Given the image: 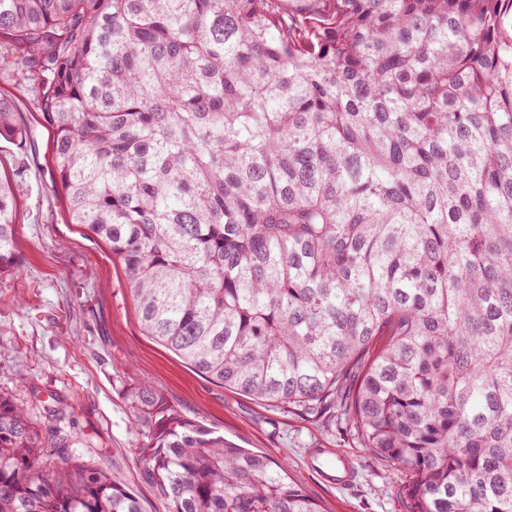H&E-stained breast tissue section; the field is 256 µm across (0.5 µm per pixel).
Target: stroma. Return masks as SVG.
<instances>
[{"label":"stroma","instance_id":"35a3bbf8","mask_svg":"<svg viewBox=\"0 0 512 512\" xmlns=\"http://www.w3.org/2000/svg\"><path fill=\"white\" fill-rule=\"evenodd\" d=\"M0 37V96L12 98L23 139L0 138V182L18 205L15 267L0 275V395L40 427L59 401L62 427L92 439L75 455L104 463L133 487L145 512H165L140 474L143 438L129 429L122 387L147 383L168 403L243 448L268 454L324 512H405L403 473L359 448L345 432L224 388L143 332L125 270L108 246L69 221L52 167V130L36 103L37 76ZM314 448L352 456L358 470L342 489L325 485L305 457Z\"/></svg>","mask_w":512,"mask_h":512}]
</instances>
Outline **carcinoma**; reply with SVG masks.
I'll return each mask as SVG.
<instances>
[{"instance_id": "cac0c4a2", "label": "carcinoma", "mask_w": 512, "mask_h": 512, "mask_svg": "<svg viewBox=\"0 0 512 512\" xmlns=\"http://www.w3.org/2000/svg\"><path fill=\"white\" fill-rule=\"evenodd\" d=\"M512 0H0L42 75L70 223L207 378L411 474L409 512H512ZM23 137L0 97V137ZM16 200L0 182V274ZM167 512H323L150 386ZM0 396V512H144Z\"/></svg>"}]
</instances>
